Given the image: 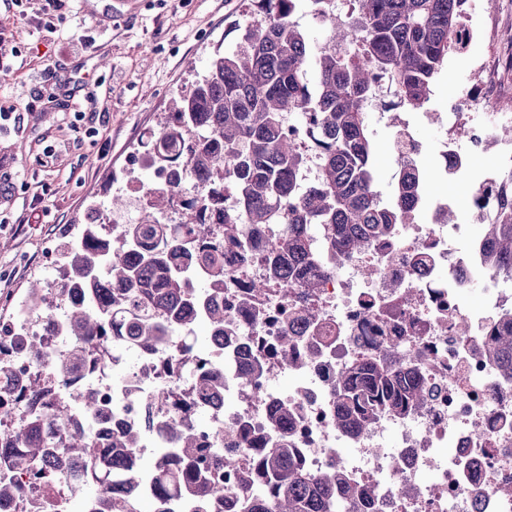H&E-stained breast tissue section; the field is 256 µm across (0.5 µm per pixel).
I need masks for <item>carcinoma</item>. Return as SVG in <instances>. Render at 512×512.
Segmentation results:
<instances>
[{"instance_id":"obj_1","label":"carcinoma","mask_w":512,"mask_h":512,"mask_svg":"<svg viewBox=\"0 0 512 512\" xmlns=\"http://www.w3.org/2000/svg\"><path fill=\"white\" fill-rule=\"evenodd\" d=\"M299 0H243L251 23L229 50H216L205 69L173 100L168 120L144 145L150 162L142 189L148 202L125 237L136 250L112 246L99 222L119 211L125 197L113 195L107 210L91 208L78 239L60 252L59 276L33 283L23 302L47 308L72 288L88 301L65 316L74 345L57 361V381L85 365H112V337L130 340L131 349H171L175 358L196 347V327L206 340L224 335V246L245 244L252 224H285L271 247L265 277L253 283L260 294L269 280L303 294L317 287L309 276L319 263L337 265L341 253L357 252L396 224L414 221L413 199L426 183L406 172L386 194L377 188L378 140L368 120L375 106L386 111H419L432 84L459 50V25L468 0H353V10L336 22L332 0H308L326 32L309 37L294 20ZM393 90L379 99L374 78ZM310 114L319 134L308 149L297 146L284 128L285 113ZM318 179L300 175L309 158ZM232 202L224 204V192ZM223 213L222 230L211 233L204 212ZM490 267L512 265V198L498 218L483 225ZM203 273L200 290L187 272ZM36 363L47 354L41 340L23 343ZM402 364L381 361L354 367L339 382L336 421L360 428L381 411L416 407L424 391L408 351ZM495 365L512 371V318L499 324L489 344ZM195 391L216 401L222 392L205 375ZM31 399L52 391L39 375L28 380ZM79 411L89 418L105 413L93 393L74 401L59 399L36 409L22 406L20 422L0 432V465L17 475L0 482V499L25 495L18 477L36 467L51 469L64 457L65 473L76 491H89L84 504L95 512H142L139 484L150 475L156 492H189L199 502L226 496L210 472L236 466L235 447L206 448L177 418L169 425L179 463L144 465L137 454L139 434L127 429L99 442L90 432L61 434L58 426ZM247 494L245 512H354L357 491L341 492L336 473L307 476L294 449L282 439L256 457L255 468L239 474Z\"/></svg>"}]
</instances>
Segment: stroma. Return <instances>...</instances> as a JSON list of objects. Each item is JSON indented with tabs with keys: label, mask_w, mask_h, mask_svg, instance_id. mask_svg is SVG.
Returning a JSON list of instances; mask_svg holds the SVG:
<instances>
[{
	"label": "stroma",
	"mask_w": 512,
	"mask_h": 512,
	"mask_svg": "<svg viewBox=\"0 0 512 512\" xmlns=\"http://www.w3.org/2000/svg\"><path fill=\"white\" fill-rule=\"evenodd\" d=\"M70 0L47 20L41 0L0 2V29L16 52L0 64V110L24 123L0 128V323L12 321L31 281L53 279L49 255L79 235L105 186L128 192L138 175L139 143L170 111L217 47L238 37L231 23L250 21L240 0ZM90 45L74 50V33ZM54 60V96L40 97L45 60ZM469 53H454L430 103L475 91ZM82 110L76 120L74 110Z\"/></svg>",
	"instance_id": "stroma-1"
}]
</instances>
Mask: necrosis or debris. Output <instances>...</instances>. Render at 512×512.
I'll return each instance as SVG.
<instances>
[{"instance_id": "necrosis-or-debris-1", "label": "necrosis or debris", "mask_w": 512, "mask_h": 512, "mask_svg": "<svg viewBox=\"0 0 512 512\" xmlns=\"http://www.w3.org/2000/svg\"><path fill=\"white\" fill-rule=\"evenodd\" d=\"M485 81L479 93L449 102L444 114L449 135L429 149L417 127L432 122V110L412 113L391 124V148L397 169H420L433 155L427 178L467 183L473 159L491 155L477 181L480 202L459 207L451 197H423L416 208L420 221L397 225L394 234L371 240L364 250L346 254L335 273L322 276L309 299L317 320L302 319L292 297L278 283L247 307L236 304L250 283L262 278L267 242L280 227L258 228L248 255L231 250V278L224 286L225 324L243 344L213 345L195 354L191 373L204 374L221 365L225 393L234 405H205L185 388L171 358L161 351L113 357L111 367H91L71 376L74 388L89 386L112 409L97 421L99 440L127 426L141 425L145 455L160 461L175 453L165 432L172 416H180L204 445H212L216 422L237 425L242 438L236 450L240 465L250 464L256 449L287 438L312 475L339 471L346 483L362 490L355 512H512V374L489 358L495 324L512 316V273L489 269L474 221L493 213L508 185L512 138L500 130L512 126V108L496 99L490 77L492 58L475 57ZM465 139H458V129ZM481 291V304L471 295ZM301 332L282 367L277 342L285 321ZM420 358L418 379L425 401L404 412L389 411L359 431L336 425V386L358 363L379 360L386 346ZM261 359L260 379L268 399L253 396L241 376L244 362ZM289 375L288 392L272 391L271 383ZM292 410L285 431L270 426L277 405ZM210 419L200 422L201 408Z\"/></svg>"}]
</instances>
